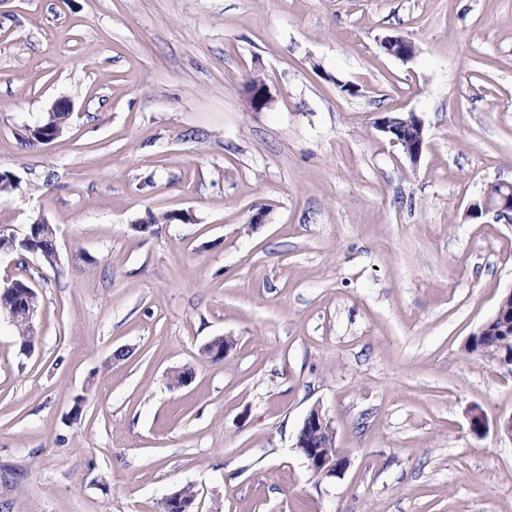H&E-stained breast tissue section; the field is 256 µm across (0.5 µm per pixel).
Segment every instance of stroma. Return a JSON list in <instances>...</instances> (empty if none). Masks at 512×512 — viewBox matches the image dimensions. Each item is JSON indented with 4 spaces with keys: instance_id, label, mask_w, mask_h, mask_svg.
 Segmentation results:
<instances>
[{
    "instance_id": "stroma-1",
    "label": "stroma",
    "mask_w": 512,
    "mask_h": 512,
    "mask_svg": "<svg viewBox=\"0 0 512 512\" xmlns=\"http://www.w3.org/2000/svg\"><path fill=\"white\" fill-rule=\"evenodd\" d=\"M409 112L415 163L375 127ZM1 170L59 261L0 258L39 301L30 353L0 314V512H512V368L465 351L512 288V224L465 216L512 183V0H0ZM380 44L385 46L389 55L404 62L412 60L417 54L414 43L402 35L387 36ZM72 112L73 106L65 99L58 100L52 104L45 123L38 127L48 132L46 136L42 137L45 143H50L63 134ZM317 433L332 434L330 436L320 435L314 437L315 448H336L333 441L334 430L331 423L321 414L318 408H312L304 419L300 428L296 447L299 450L303 448H314L309 443L312 435ZM304 451V450H303ZM306 463L311 472L318 477L331 476L336 477L344 473L350 466V460L343 455L338 448L336 452H324L322 449H311L310 454H306Z\"/></svg>"
}]
</instances>
